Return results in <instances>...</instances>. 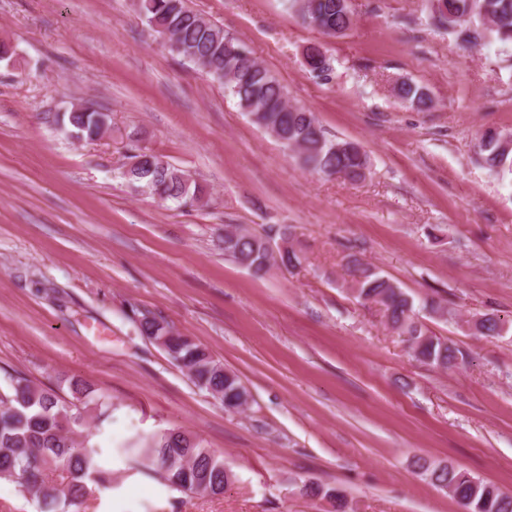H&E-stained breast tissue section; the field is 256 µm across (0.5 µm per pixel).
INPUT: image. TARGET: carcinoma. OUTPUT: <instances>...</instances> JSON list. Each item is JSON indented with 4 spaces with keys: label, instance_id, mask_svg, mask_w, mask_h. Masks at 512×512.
Returning <instances> with one entry per match:
<instances>
[{
    "label": "carcinoma",
    "instance_id": "cac0c4a2",
    "mask_svg": "<svg viewBox=\"0 0 512 512\" xmlns=\"http://www.w3.org/2000/svg\"><path fill=\"white\" fill-rule=\"evenodd\" d=\"M303 22L322 34L340 36L349 30L353 15L348 0H289ZM144 24L158 38L168 31L175 36L170 51L188 62L206 63V75L224 84L249 120L272 136L281 147L315 173L357 184L370 173L371 161L362 144L353 139L327 137L315 113L288 102V91L267 67L258 64L251 50L217 23L199 19L187 0H138ZM437 25L461 31L478 41L482 33L470 29L476 17L491 24L487 31L502 43H512V0H436L432 7ZM304 59L316 77L325 79L330 61L322 46L306 47ZM394 91L418 110L432 106L430 95L406 80ZM51 122L74 132L77 138L95 141L104 137L105 124L112 123L101 109L77 105ZM484 165L512 173V155L501 150L500 134L487 129L478 140ZM131 168L124 171L127 182L150 198L178 207L193 205L206 195L203 185L158 156L142 149L136 140L128 143ZM272 234L250 232L227 224L224 230V258L256 276L278 264L285 269L301 263L300 254L286 246L272 247ZM353 291L364 303L379 307L387 325L406 338L414 356L426 365L446 369L456 364L461 352L447 340L432 334L418 319L414 299L396 282L377 269L353 258L347 266ZM503 323L486 314L479 325L483 336L501 335ZM140 335L163 341L171 361L188 370L193 383L230 412L239 410L250 391L224 363L206 348L183 336L155 317L141 314ZM7 389L0 390V481L14 483L29 497L36 512H76L88 497L106 489L112 470L103 460V450L92 435L75 437L81 412L90 413L98 424L112 420V400L82 380L70 381L72 401L55 390L25 377L4 372ZM133 467H143L169 488L185 494L208 489L224 493L228 477L224 458L212 453L202 439L169 427L151 434H136L122 445ZM421 474L433 485L448 490L465 512H512V494L491 482L474 477L453 466L424 462ZM306 493L324 494L333 501L335 512H346L339 491L306 487Z\"/></svg>",
    "mask_w": 512,
    "mask_h": 512
}]
</instances>
